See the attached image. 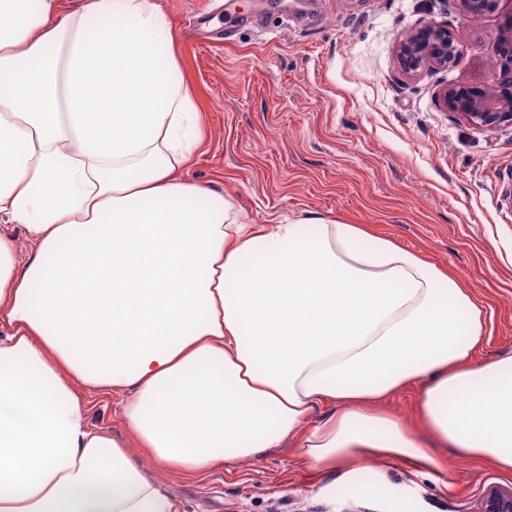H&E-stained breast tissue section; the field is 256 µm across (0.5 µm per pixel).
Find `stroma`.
<instances>
[{"label":"stroma","instance_id":"1","mask_svg":"<svg viewBox=\"0 0 512 512\" xmlns=\"http://www.w3.org/2000/svg\"><path fill=\"white\" fill-rule=\"evenodd\" d=\"M155 2L203 127L183 178L231 198L245 223L315 213L448 268L486 309L482 357H512V127L476 128L439 100L447 86L493 84L498 15H462L454 0H321L322 20L300 25L238 0L243 14L263 15L255 27L226 16L224 0ZM429 21L453 28L461 53L406 77L397 46ZM77 392L94 429L128 440L119 396ZM417 394L408 387L382 408L435 449L447 484L398 462L350 460L318 476L291 442L162 484L182 512H477L489 488L512 489V473L438 451Z\"/></svg>","mask_w":512,"mask_h":512}]
</instances>
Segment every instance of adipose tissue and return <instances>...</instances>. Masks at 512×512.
<instances>
[{
  "label": "adipose tissue",
  "mask_w": 512,
  "mask_h": 512,
  "mask_svg": "<svg viewBox=\"0 0 512 512\" xmlns=\"http://www.w3.org/2000/svg\"><path fill=\"white\" fill-rule=\"evenodd\" d=\"M199 112L155 0H0V512H181L76 384L124 394L164 469L295 440L345 460L436 461L380 402L421 387L444 450L512 472V358L478 361L483 304L358 225L245 224L181 177ZM337 409L324 418L326 404Z\"/></svg>",
  "instance_id": "1"
}]
</instances>
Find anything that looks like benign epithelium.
<instances>
[{"instance_id": "benign-epithelium-1", "label": "benign epithelium", "mask_w": 512, "mask_h": 512, "mask_svg": "<svg viewBox=\"0 0 512 512\" xmlns=\"http://www.w3.org/2000/svg\"><path fill=\"white\" fill-rule=\"evenodd\" d=\"M460 11L466 16L492 15L499 11L500 0H457ZM460 53V41L455 33L438 23L429 22L409 38L399 49L405 64V73L414 74L432 67H445ZM443 106L460 115L469 124L486 130L512 126V99H503L493 87L475 85L470 92L460 96L456 88L442 93ZM477 512H512V490L489 489Z\"/></svg>"}]
</instances>
